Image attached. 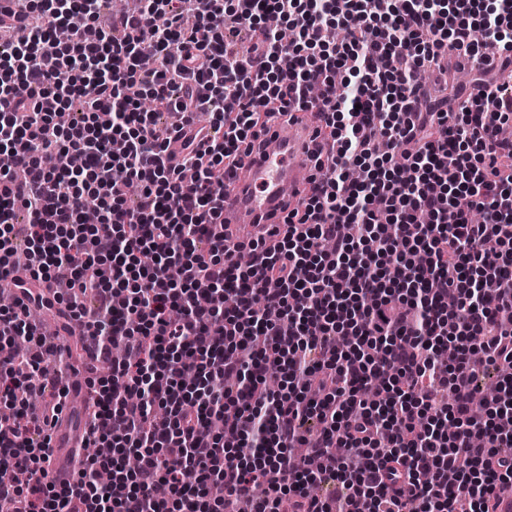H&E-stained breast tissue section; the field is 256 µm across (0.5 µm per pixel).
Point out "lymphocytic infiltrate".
Returning a JSON list of instances; mask_svg holds the SVG:
<instances>
[{"label": "lymphocytic infiltrate", "instance_id": "f902f5d3", "mask_svg": "<svg viewBox=\"0 0 512 512\" xmlns=\"http://www.w3.org/2000/svg\"><path fill=\"white\" fill-rule=\"evenodd\" d=\"M111 7L0 15L19 35L0 55V154L27 159L23 179L0 171V277L67 274L64 293L0 310V467L23 476L0 482V507L490 512L512 486V0H137L107 32ZM448 46L474 61L469 95ZM310 107L332 164L311 155L319 181L276 245L233 242L242 148ZM44 150L80 163L47 169ZM35 306L81 322L112 364L87 380L95 452L60 486L52 419L28 399L60 411L70 386ZM19 338L37 357L11 353ZM476 353L501 372L478 413Z\"/></svg>", "mask_w": 512, "mask_h": 512}]
</instances>
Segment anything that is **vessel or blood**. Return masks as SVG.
<instances>
[{"instance_id":"1","label":"vessel or blood","mask_w":512,"mask_h":512,"mask_svg":"<svg viewBox=\"0 0 512 512\" xmlns=\"http://www.w3.org/2000/svg\"><path fill=\"white\" fill-rule=\"evenodd\" d=\"M317 124L305 119L288 124H271L239 156L237 175L224 196V221L240 240L257 238L260 228L283 224L300 191L309 189L313 172L308 152L324 148L316 138ZM81 436L74 424L62 420L53 435L50 476L56 483L70 481L69 453Z\"/></svg>"}]
</instances>
